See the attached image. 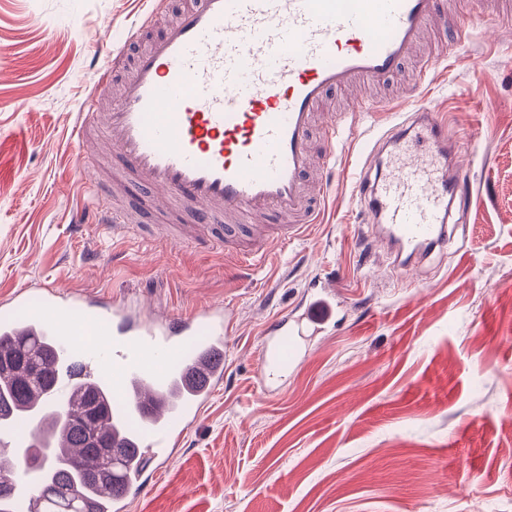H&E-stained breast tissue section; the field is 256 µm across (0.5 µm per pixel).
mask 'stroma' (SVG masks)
I'll list each match as a JSON object with an SVG mask.
<instances>
[{"label":"stroma","mask_w":512,"mask_h":512,"mask_svg":"<svg viewBox=\"0 0 512 512\" xmlns=\"http://www.w3.org/2000/svg\"><path fill=\"white\" fill-rule=\"evenodd\" d=\"M471 41L425 92L413 64L364 90L373 103L446 111L471 196L457 241L396 277L365 243L339 164L322 223L237 273L218 250L153 253L157 219L122 239L90 208L70 141L94 85L92 55L123 45L149 0H0V303L54 285L168 315L236 311L224 384L154 464L127 512H512V28L503 0L473 12ZM332 283L336 324L274 390L258 378L266 323Z\"/></svg>","instance_id":"obj_1"}]
</instances>
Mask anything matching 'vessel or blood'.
I'll return each instance as SVG.
<instances>
[{
	"instance_id": "1",
	"label": "vessel or blood",
	"mask_w": 512,
	"mask_h": 512,
	"mask_svg": "<svg viewBox=\"0 0 512 512\" xmlns=\"http://www.w3.org/2000/svg\"><path fill=\"white\" fill-rule=\"evenodd\" d=\"M441 31L443 49L468 42L447 0H195L140 51L118 100L110 89L123 52L109 49L93 93L70 137L92 194H103L101 156L126 177L128 207L94 210L113 235L134 231V211H163L173 225L163 244L223 251L231 265L297 239L317 223L309 201L310 133L329 92L358 82L381 84L411 60L423 34ZM373 111L327 123L331 147ZM374 151L356 156L351 193L369 234L387 247L399 271L447 246L469 192L468 168L448 158V121L426 109L392 112L376 125ZM232 308L209 305L162 320L136 319L106 298L86 300L49 290L40 315L0 321V335L46 337L55 355L54 404L87 389L112 395V445L128 448L123 496L95 492L93 512H124L144 489L159 449L192 427L224 382ZM336 321V292L314 293L295 317H274L259 345V375L274 386L301 356L303 331ZM50 434L35 409L0 418V473L20 483L15 449Z\"/></svg>"
}]
</instances>
